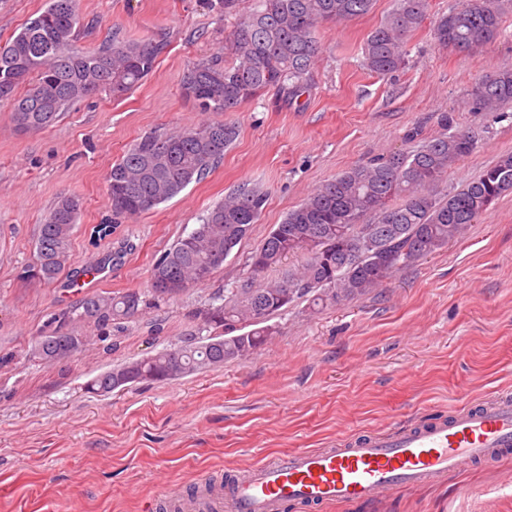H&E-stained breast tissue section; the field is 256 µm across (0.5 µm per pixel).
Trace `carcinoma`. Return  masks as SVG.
Here are the masks:
<instances>
[{
    "label": "carcinoma",
    "mask_w": 512,
    "mask_h": 512,
    "mask_svg": "<svg viewBox=\"0 0 512 512\" xmlns=\"http://www.w3.org/2000/svg\"><path fill=\"white\" fill-rule=\"evenodd\" d=\"M427 0H396V6L366 38L363 67L378 76L406 67V38L425 17ZM374 0H256L253 12L235 22L229 42L233 60L215 57L188 68L183 89L201 112H235L266 91L288 102L307 91L306 76L320 52L315 37L325 22H343L371 12ZM501 0H459L434 25L443 47L470 52L500 33ZM79 23L75 0H46V7L0 45V101L9 104L15 125L37 131L53 125L75 103L109 91L121 96L147 78L164 52L162 38L126 41L114 33L98 48L70 49ZM22 94L16 88L24 83ZM473 104L494 110L512 101V70L479 81ZM446 132L430 139L411 131L413 149L377 157L321 184L274 225L246 256L249 276L224 289L222 303L191 318L211 329H190L178 343L130 359L93 377L92 392L108 395L143 380L179 379L252 354L275 334L269 321L301 302L308 308L338 306L373 292L394 274L417 265L462 238L470 224L512 191V153L477 177L443 195L436 187L452 164L477 148L475 135L444 116ZM236 127L212 122L177 134L152 133L133 144L107 176L112 213L133 217L204 179L234 142ZM266 193L243 187L216 204L202 223L178 238L154 262L150 299L132 292L86 297L52 319L22 357L59 380L73 374L70 360L95 341L98 355L112 358L124 348L127 320L139 311L184 294L208 281L258 223ZM78 201L59 200L38 225L39 264L34 279L52 283L69 260ZM300 258L295 266L290 257ZM273 269L280 278L258 283ZM0 356V368L20 357Z\"/></svg>",
    "instance_id": "carcinoma-1"
}]
</instances>
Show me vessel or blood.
Returning a JSON list of instances; mask_svg holds the SVG:
<instances>
[{"mask_svg": "<svg viewBox=\"0 0 512 512\" xmlns=\"http://www.w3.org/2000/svg\"><path fill=\"white\" fill-rule=\"evenodd\" d=\"M512 455V397L491 396L447 418L369 432L333 448L298 449L232 474L206 496L172 499L174 512H282L372 504L389 491L431 486Z\"/></svg>", "mask_w": 512, "mask_h": 512, "instance_id": "b4317fda", "label": "vessel or blood"}]
</instances>
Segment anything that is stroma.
<instances>
[{
	"mask_svg": "<svg viewBox=\"0 0 512 512\" xmlns=\"http://www.w3.org/2000/svg\"><path fill=\"white\" fill-rule=\"evenodd\" d=\"M455 0H428L406 41L408 65L381 78L362 66L368 34L395 0L315 36L321 51L309 88L295 102L263 93L234 112L197 111L182 89L188 65L230 59L233 18L209 0H77L74 47L96 48L119 34L164 38L167 47L141 85L74 104L52 126L16 128L0 103V354L30 347L52 314L96 292L148 295L155 259L240 187L266 192L258 224L211 279L128 321L125 349L111 362L155 354L178 342L187 316L247 276L246 255L320 184L377 155L405 152L418 129L442 133L452 114L478 143L448 169L451 191L512 153V102L475 111L480 80L512 69V0L502 31L461 53L437 45L433 25ZM205 122L234 124L238 136L201 181L138 216H113L106 175L137 140ZM80 203L71 257L57 281L26 277L37 227L61 197ZM112 227L98 245L94 225ZM123 250L95 276L71 286L99 254ZM162 320L163 338L148 341ZM274 338L224 368L160 383L140 382L100 397L85 384L106 370L96 350L80 355L70 380L53 385L36 363L0 370V512H148L152 498L206 477L300 448H329L484 397L512 395V193L471 224L465 237L405 269L369 295L310 312L299 305L272 320ZM325 512H512V456L449 475L440 484L391 493L370 505Z\"/></svg>",
	"mask_w": 512,
	"mask_h": 512,
	"instance_id": "35a3bbf8",
	"label": "stroma"
}]
</instances>
